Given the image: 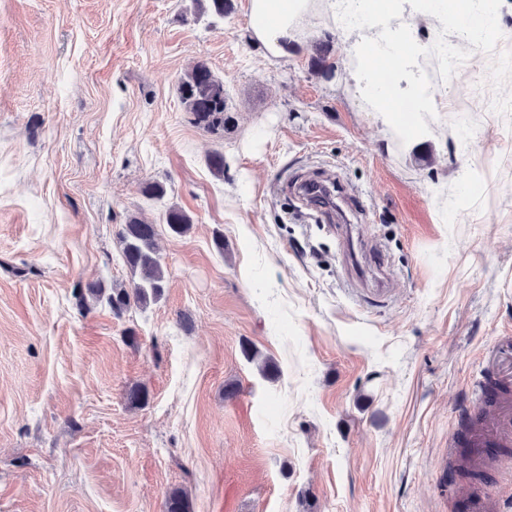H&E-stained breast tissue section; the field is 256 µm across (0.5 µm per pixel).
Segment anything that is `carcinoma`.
<instances>
[{
	"label": "carcinoma",
	"instance_id": "1",
	"mask_svg": "<svg viewBox=\"0 0 512 512\" xmlns=\"http://www.w3.org/2000/svg\"><path fill=\"white\" fill-rule=\"evenodd\" d=\"M200 12H211L219 17L230 8V0H194ZM178 90L185 111L193 116L196 124L212 133L224 131L231 120L224 82L204 62L196 63L179 80ZM166 224L171 235L181 237L191 228L189 215L178 208L169 209ZM157 230L138 217H131L123 225L120 235L122 252L127 267L135 278L128 288L105 291L99 283L87 286L88 294L97 301H104L117 315L128 310L131 304L146 305L158 301L167 285L165 271L155 250Z\"/></svg>",
	"mask_w": 512,
	"mask_h": 512
}]
</instances>
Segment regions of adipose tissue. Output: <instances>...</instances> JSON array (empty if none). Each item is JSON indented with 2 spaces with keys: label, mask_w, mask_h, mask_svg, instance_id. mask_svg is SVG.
Wrapping results in <instances>:
<instances>
[{
  "label": "adipose tissue",
  "mask_w": 512,
  "mask_h": 512,
  "mask_svg": "<svg viewBox=\"0 0 512 512\" xmlns=\"http://www.w3.org/2000/svg\"><path fill=\"white\" fill-rule=\"evenodd\" d=\"M367 13L364 25L353 28L347 50L359 62L358 78L372 80L367 65L376 51L390 48L385 61L397 67L402 61H418L427 46L416 33L419 16L434 19V43L448 41V15L444 7L427 8L425 0H361ZM336 0H251L250 35L275 58L288 57L325 18L335 17Z\"/></svg>",
  "instance_id": "adipose-tissue-1"
}]
</instances>
